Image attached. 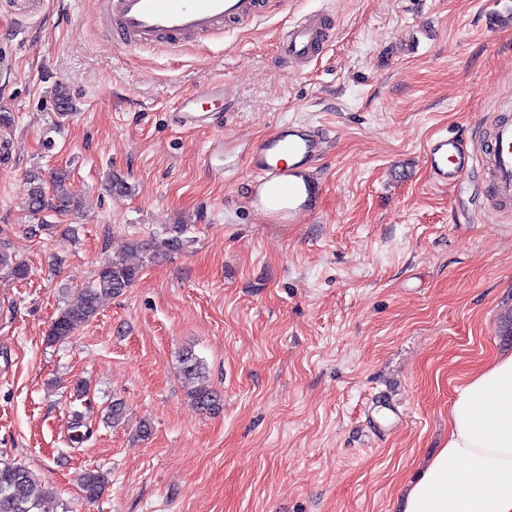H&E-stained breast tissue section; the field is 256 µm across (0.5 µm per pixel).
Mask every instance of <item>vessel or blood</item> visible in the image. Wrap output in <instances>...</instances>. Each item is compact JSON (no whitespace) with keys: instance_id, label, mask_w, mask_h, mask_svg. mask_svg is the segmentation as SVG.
<instances>
[{"instance_id":"1","label":"vessel or blood","mask_w":512,"mask_h":512,"mask_svg":"<svg viewBox=\"0 0 512 512\" xmlns=\"http://www.w3.org/2000/svg\"><path fill=\"white\" fill-rule=\"evenodd\" d=\"M104 28L120 47L164 46L204 40L223 30L226 23L239 25L253 21L261 0H104ZM330 37L325 17L312 12L290 24L280 41L284 63L299 67L312 60ZM223 98L224 88L216 83L203 92H192L176 108L177 121L186 129L207 127L223 130L215 113L199 110V97ZM331 142L323 129L292 121L277 126L269 135L251 143L247 166L253 180L266 186L268 193L315 195L318 187L289 186L287 175L275 162L279 154L293 156L299 168H317L329 152ZM426 165L433 181L440 185H464L470 171L481 167L488 181L494 205L501 211L512 210V115L495 120L490 138L480 150H473L460 138L436 133L425 150Z\"/></svg>"}]
</instances>
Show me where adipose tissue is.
Returning <instances> with one entry per match:
<instances>
[{"label":"adipose tissue","mask_w":512,"mask_h":512,"mask_svg":"<svg viewBox=\"0 0 512 512\" xmlns=\"http://www.w3.org/2000/svg\"><path fill=\"white\" fill-rule=\"evenodd\" d=\"M398 512H512V353L473 369L448 438L400 491Z\"/></svg>","instance_id":"1"}]
</instances>
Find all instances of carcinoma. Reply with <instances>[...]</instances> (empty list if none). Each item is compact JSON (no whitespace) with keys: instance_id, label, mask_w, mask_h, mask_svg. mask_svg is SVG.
Returning <instances> with one entry per match:
<instances>
[{"instance_id":"obj_1","label":"carcinoma","mask_w":512,"mask_h":512,"mask_svg":"<svg viewBox=\"0 0 512 512\" xmlns=\"http://www.w3.org/2000/svg\"><path fill=\"white\" fill-rule=\"evenodd\" d=\"M28 210L34 215L42 213L62 214L81 206L80 196L70 187L68 175L58 171L51 179H45L38 171L27 178ZM188 226L172 224L166 226L155 237L152 244L135 241L130 252L152 247L156 252L183 251L189 244ZM141 267L126 257H114L104 261L94 274L92 281L77 291L74 301L67 303L52 322L47 340L58 343L68 339L78 326L87 324L97 316L103 301L123 295L139 278ZM180 372L187 396L198 409L208 414L222 410L221 398L210 383L208 371L194 353L186 351L179 359ZM69 439L80 445L90 434L85 413L73 409L69 414ZM80 487L87 501L98 499L106 486L104 473L87 469L79 477ZM52 494L27 467L11 460L0 459V512H39L42 501Z\"/></svg>"}]
</instances>
